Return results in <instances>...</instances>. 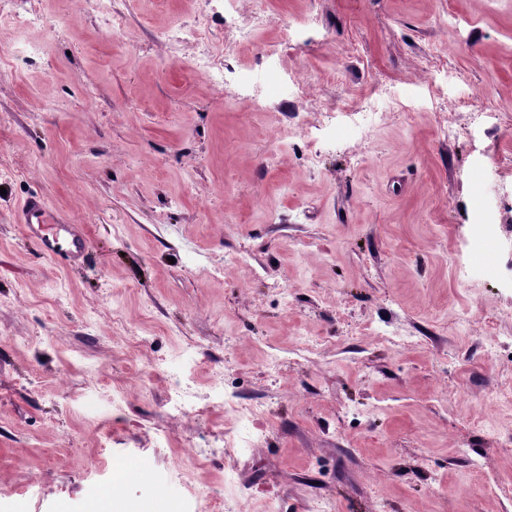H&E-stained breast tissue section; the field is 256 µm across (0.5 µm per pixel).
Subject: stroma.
Listing matches in <instances>:
<instances>
[{
	"label": "stroma",
	"instance_id": "1",
	"mask_svg": "<svg viewBox=\"0 0 512 512\" xmlns=\"http://www.w3.org/2000/svg\"><path fill=\"white\" fill-rule=\"evenodd\" d=\"M112 7L0 18V512H87L118 459L177 512H512V0ZM198 18L220 90L162 38ZM35 193L86 266L24 236ZM228 397L263 436L198 461ZM37 251L62 265L73 268L85 262L90 253V240L80 224H68L47 200L29 195L14 215Z\"/></svg>",
	"mask_w": 512,
	"mask_h": 512
}]
</instances>
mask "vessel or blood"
Instances as JSON below:
<instances>
[{
    "label": "vessel or blood",
    "instance_id": "b4317fda",
    "mask_svg": "<svg viewBox=\"0 0 512 512\" xmlns=\"http://www.w3.org/2000/svg\"><path fill=\"white\" fill-rule=\"evenodd\" d=\"M14 219L22 225L28 240L43 256L73 268L85 262L90 240L80 225L68 223L47 200L29 195L18 208Z\"/></svg>",
    "mask_w": 512,
    "mask_h": 512
}]
</instances>
